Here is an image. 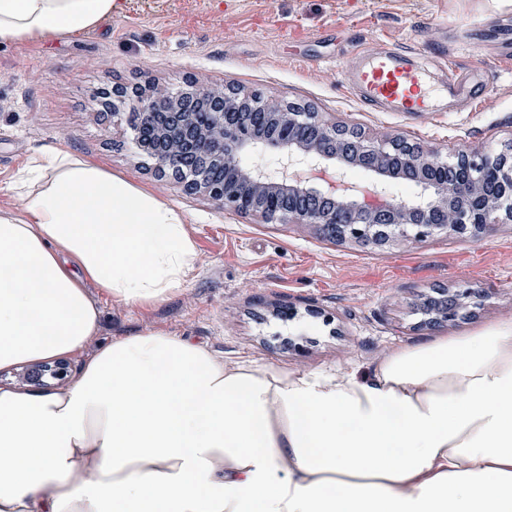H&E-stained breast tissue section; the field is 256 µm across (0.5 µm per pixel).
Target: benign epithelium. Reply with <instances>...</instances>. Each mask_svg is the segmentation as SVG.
Segmentation results:
<instances>
[{"label":"benign epithelium","instance_id":"obj_1","mask_svg":"<svg viewBox=\"0 0 512 512\" xmlns=\"http://www.w3.org/2000/svg\"><path fill=\"white\" fill-rule=\"evenodd\" d=\"M128 110V123L154 170L226 210L266 221L303 224L339 244H422L436 236L479 240L512 223V159L471 148L443 157L399 136L371 138L325 120L306 105L270 101L256 91L209 85L171 91L155 83L112 88V110ZM273 150L278 167L266 170L245 158ZM360 165L372 174L365 187L347 178ZM222 171L227 190L211 177ZM404 176L421 189L415 200L395 197L389 182ZM476 291L452 293V303L425 297L428 324L456 320L477 304ZM69 364L58 360L25 368L30 386L62 381Z\"/></svg>","mask_w":512,"mask_h":512}]
</instances>
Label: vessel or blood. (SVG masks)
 Instances as JSON below:
<instances>
[{
  "label": "vessel or blood",
  "instance_id": "vessel-or-blood-1",
  "mask_svg": "<svg viewBox=\"0 0 512 512\" xmlns=\"http://www.w3.org/2000/svg\"><path fill=\"white\" fill-rule=\"evenodd\" d=\"M347 81L365 100L388 105L396 112L437 111L439 99L455 90L451 82L433 87L421 68L392 52L362 55Z\"/></svg>",
  "mask_w": 512,
  "mask_h": 512
}]
</instances>
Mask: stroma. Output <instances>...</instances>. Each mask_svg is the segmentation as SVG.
I'll list each match as a JSON object with an SVG mask.
<instances>
[{
  "mask_svg": "<svg viewBox=\"0 0 512 512\" xmlns=\"http://www.w3.org/2000/svg\"><path fill=\"white\" fill-rule=\"evenodd\" d=\"M412 57L434 85L479 88L476 106L449 96L438 114L365 105L345 80L361 52ZM154 80L177 90L221 83L314 107L365 134L400 136L449 155L512 146V0H117L88 33L0 47V214L34 153L100 164L182 212L197 261L162 303L128 308L89 288L98 332L67 354L71 375L100 347L148 331L205 344L229 362L302 371H369L390 351L512 319V224L478 241L434 238L388 253L340 246L297 224L215 206L157 175L125 115L100 93ZM473 288V314L429 326L434 289Z\"/></svg>",
  "mask_w": 512,
  "mask_h": 512,
  "instance_id": "35a3bbf8",
  "label": "stroma"
}]
</instances>
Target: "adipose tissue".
Returning a JSON list of instances; mask_svg holds the SVG:
<instances>
[{
	"label": "adipose tissue",
	"mask_w": 512,
	"mask_h": 512,
	"mask_svg": "<svg viewBox=\"0 0 512 512\" xmlns=\"http://www.w3.org/2000/svg\"><path fill=\"white\" fill-rule=\"evenodd\" d=\"M117 0H0V46L75 35ZM0 215V369L78 351L95 286L185 283L186 217L105 167L31 156ZM0 512H512V321L406 345L368 374L225 362L163 332L50 392L0 386Z\"/></svg>",
	"instance_id": "ef3b65f1"
}]
</instances>
